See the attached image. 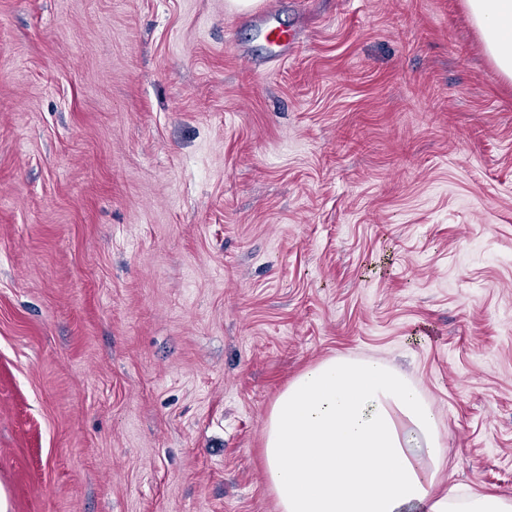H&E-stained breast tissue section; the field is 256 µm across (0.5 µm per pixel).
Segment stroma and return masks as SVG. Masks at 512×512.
<instances>
[{
    "instance_id": "35a3bbf8",
    "label": "stroma",
    "mask_w": 512,
    "mask_h": 512,
    "mask_svg": "<svg viewBox=\"0 0 512 512\" xmlns=\"http://www.w3.org/2000/svg\"><path fill=\"white\" fill-rule=\"evenodd\" d=\"M0 0L6 512H280L268 410L399 367L512 494V81L465 0Z\"/></svg>"
}]
</instances>
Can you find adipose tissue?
Returning a JSON list of instances; mask_svg holds the SVG:
<instances>
[{
	"instance_id": "1",
	"label": "adipose tissue",
	"mask_w": 512,
	"mask_h": 512,
	"mask_svg": "<svg viewBox=\"0 0 512 512\" xmlns=\"http://www.w3.org/2000/svg\"><path fill=\"white\" fill-rule=\"evenodd\" d=\"M483 48L512 80V0H465ZM280 512H512V495L432 488L445 460L438 415L381 359L330 358L273 402L262 451Z\"/></svg>"
}]
</instances>
